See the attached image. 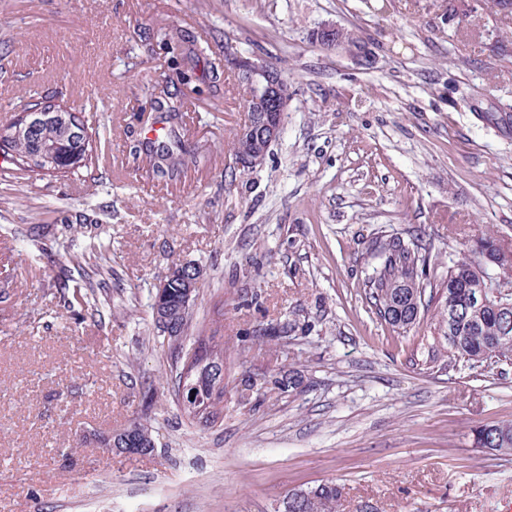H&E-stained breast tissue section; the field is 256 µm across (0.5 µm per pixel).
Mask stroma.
Listing matches in <instances>:
<instances>
[{
  "mask_svg": "<svg viewBox=\"0 0 512 512\" xmlns=\"http://www.w3.org/2000/svg\"><path fill=\"white\" fill-rule=\"evenodd\" d=\"M0 0V118L62 99L96 117L94 176L14 179L0 149V512H281L325 481L338 512H507L512 453L476 428L512 423V360L449 365L432 300L410 332L361 286L375 233L418 238L444 277L478 238L512 242V15L466 0ZM354 32L369 65L320 46ZM232 42L278 67L290 101L265 162L234 168L244 114L165 39ZM184 99L183 139L211 166L161 184L126 156L157 126L141 102ZM79 220L104 245L103 319L59 306L56 264L21 234ZM202 271L191 328L224 344V412L179 408L151 291L171 261ZM293 320L288 340L267 324ZM294 369L291 392L268 389ZM153 452L90 442L133 420Z\"/></svg>",
  "mask_w": 512,
  "mask_h": 512,
  "instance_id": "stroma-1",
  "label": "stroma"
}]
</instances>
